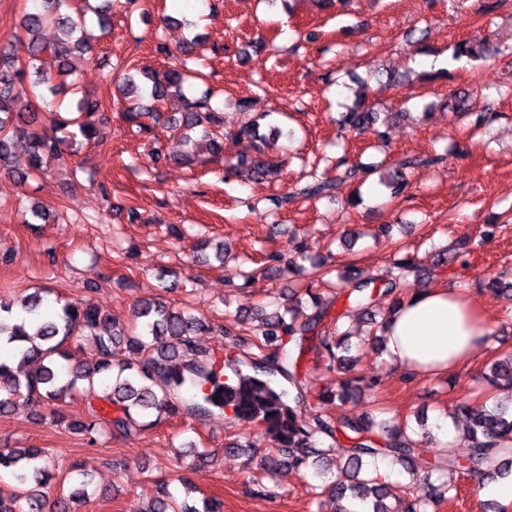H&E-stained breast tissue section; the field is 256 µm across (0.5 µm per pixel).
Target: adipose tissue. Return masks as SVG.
Instances as JSON below:
<instances>
[{
	"mask_svg": "<svg viewBox=\"0 0 512 512\" xmlns=\"http://www.w3.org/2000/svg\"><path fill=\"white\" fill-rule=\"evenodd\" d=\"M491 332L474 296L444 286L418 290L389 322L388 359L415 376L445 373L468 363Z\"/></svg>",
	"mask_w": 512,
	"mask_h": 512,
	"instance_id": "adipose-tissue-1",
	"label": "adipose tissue"
}]
</instances>
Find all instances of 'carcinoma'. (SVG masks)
<instances>
[{"label":"carcinoma","mask_w":512,"mask_h":512,"mask_svg":"<svg viewBox=\"0 0 512 512\" xmlns=\"http://www.w3.org/2000/svg\"><path fill=\"white\" fill-rule=\"evenodd\" d=\"M40 8L23 17L22 29L26 40L22 42L25 61L19 62L13 46L0 47V171H5L19 183L25 184L41 176L52 160H59L63 147L78 144L77 137L90 142L95 138V116L101 102L84 91L78 90L74 73L68 67V57L74 52L86 53L91 43L85 37V15L75 19L63 12L71 0H38ZM55 24L61 34L52 44L40 36V30ZM201 37L196 35L175 48L164 42L155 46L158 54L173 59L162 71L144 73L130 66L116 84L119 94L127 101L125 118L138 127H146L141 118L163 121V126L181 133L187 145L195 143L193 134L200 133V140L219 155L224 149L223 121L212 111L210 92L189 98L184 84L191 77L186 56L192 54ZM480 58L474 43L462 40L453 48V58ZM64 92L74 95V118H55L49 128L35 127L40 108H49L48 97ZM180 103L175 112L161 113L158 105L168 101ZM381 113L365 103L356 104L342 113L337 120L340 129L358 131L375 124ZM262 146L256 155L241 159L227 170L225 178L264 180L279 175L277 165L264 157L265 137H259ZM26 156L25 169L17 171L9 160L15 153ZM428 159L408 158L395 163L398 178L391 185L393 194L404 191L407 181L403 170L424 167ZM336 167L345 168L344 175L328 180L310 173L311 181L293 192L272 198L280 209L298 196L308 198L328 197L341 182L366 177L368 166L346 167L345 158L336 161ZM293 255L288 266L304 268L310 263V275L319 282L329 271L324 263L317 262L307 252V246L292 240ZM395 271L389 272L379 282L363 280L355 267L347 266L344 277L348 307L369 310L379 294L399 295L409 287L408 275L415 265L402 259L395 262ZM307 304L284 295V301L275 305H250L245 317L258 321L260 337L248 341L254 351L241 357L228 356L224 368L216 362L199 360L202 352L192 344V336L210 328L204 315L194 313V308L169 307L159 301L146 299L138 304L135 316L142 320V331L131 334L111 330L108 316L89 300L65 303L49 319H41L34 329L26 323H11L8 318L11 305L0 302V338L16 342L18 364L0 361V414L13 411L17 402L41 403L45 400L71 404L77 394L92 401L98 399L115 407L116 415L103 414L92 406L74 416L60 412L57 420L88 435L112 436L120 433L131 435L136 430L153 426L164 414L180 413L206 417L217 408L241 424H257L270 436L273 454L266 457L264 467L271 471L281 465L292 469L314 470L320 478L334 477L328 492L334 499L371 505V512H438L447 488L443 492L432 488L424 499L408 498L396 493L397 487L369 470L379 458H392L393 462L410 468L413 476L431 482L433 475H442L449 469L477 472L489 468L497 459L512 453V413L502 404L486 402L461 406L467 424V452L454 458L419 460L414 455L417 440L394 425V419H376L370 413L346 411L332 421L320 415L304 419L307 411V393L294 368L284 359H269L265 354L267 344L279 340L289 342L298 350V356L314 349L326 351L336 358L338 373L332 384L319 394L339 403L359 389V379L351 375L350 359L345 356L350 333L336 337L318 331L319 324L329 316L340 294L327 289L322 293L307 291ZM73 336H89L94 347L90 357L69 367L68 341ZM122 343L146 355L136 368L122 366L113 371L112 349ZM291 389H285L281 381ZM489 383L498 391L512 394V351L492 365ZM336 440L346 437L350 442L343 465L334 470L328 452L319 448L320 436ZM10 471L13 490L0 492V512H43L49 500L54 464L40 448H3L0 450V469ZM78 465H73L58 482L59 496L54 501L57 512H70L71 504L89 497V481ZM74 483L70 494H64L65 482ZM223 502L217 496L205 497L201 505L189 502L169 482L158 484L157 496L141 512H221Z\"/></svg>","instance_id":"cac0c4a2"}]
</instances>
